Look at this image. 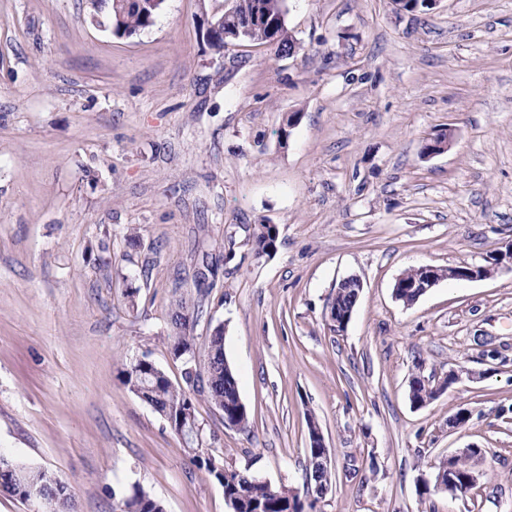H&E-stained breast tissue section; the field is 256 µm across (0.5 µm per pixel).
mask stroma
<instances>
[{
  "instance_id": "stroma-1",
  "label": "stroma",
  "mask_w": 512,
  "mask_h": 512,
  "mask_svg": "<svg viewBox=\"0 0 512 512\" xmlns=\"http://www.w3.org/2000/svg\"><path fill=\"white\" fill-rule=\"evenodd\" d=\"M223 4L166 0L122 38L89 0H0V452L62 479L74 512L136 487L164 512H231L120 376L146 355L180 382L184 296L198 352L223 326L249 412L242 430L196 404L225 467L303 493L313 418L334 474L315 512H512V272L393 296L408 268L512 241V0H287L289 57L211 49ZM260 224L278 229L269 257ZM452 368L461 382L412 405L413 372ZM472 446L466 496L422 494ZM278 238V229L273 224H260L258 225L254 241L258 255L270 256L275 248ZM339 284H348L352 288H355V291L347 286L338 288ZM339 284L336 286V294L332 303H334L337 309L350 312L356 305V297L358 299L359 293L363 288V282L357 277H349L339 282Z\"/></svg>"
}]
</instances>
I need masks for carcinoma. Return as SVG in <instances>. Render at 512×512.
Instances as JSON below:
<instances>
[{
  "instance_id": "1",
  "label": "carcinoma",
  "mask_w": 512,
  "mask_h": 512,
  "mask_svg": "<svg viewBox=\"0 0 512 512\" xmlns=\"http://www.w3.org/2000/svg\"><path fill=\"white\" fill-rule=\"evenodd\" d=\"M236 15L245 23L255 15L261 14L267 21L254 25L244 32V40L253 45H265L282 52L294 48V38L286 23V0H235ZM96 9H106L112 33L117 37L137 36L155 22L158 11L147 13L132 0H92ZM278 229L273 224L258 225L254 241L259 255H271L276 248ZM333 303L341 311H351L356 305L355 291L346 286L336 289ZM191 308L189 300L181 297L175 303L171 323L175 336L170 351L177 359L195 348V337L191 335L192 326L187 311ZM208 347L213 352V371L211 385L203 391L197 387L195 379L187 369H182L183 384H173L165 373L152 361L145 360L138 365H129L121 371L122 381L134 394L147 402L166 419L175 429L189 418L196 417L192 396L205 397L215 407H222L240 428L249 424L246 405L241 403L238 380L235 372L224 357V331L220 328L209 336ZM308 473L306 490H312L316 483L332 485V472L318 470L314 464L313 449H306ZM3 478L8 481L17 479L23 482L35 481L43 485L45 494L53 500L54 512H71V495L67 485H56L50 481V474L15 462L1 463ZM224 498L240 503L237 512H305L314 509L317 500L304 501L296 493L291 498L282 495L281 487L259 481L247 472L232 469V481L224 483ZM120 512H163L162 505L140 489L123 500Z\"/></svg>"
}]
</instances>
